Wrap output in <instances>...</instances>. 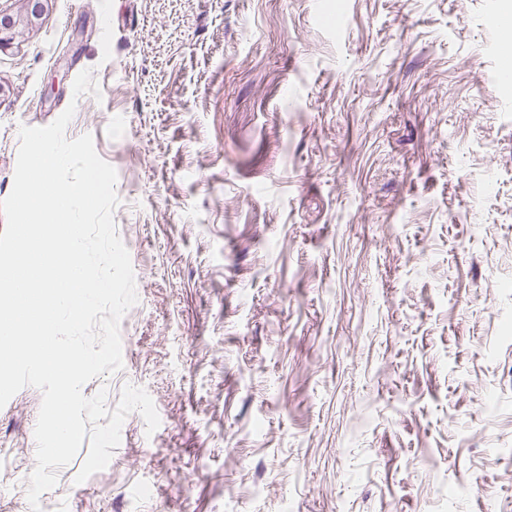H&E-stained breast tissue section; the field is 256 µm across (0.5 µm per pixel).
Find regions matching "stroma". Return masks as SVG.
<instances>
[{
  "mask_svg": "<svg viewBox=\"0 0 512 512\" xmlns=\"http://www.w3.org/2000/svg\"><path fill=\"white\" fill-rule=\"evenodd\" d=\"M512 0H50L0 49V201L67 107L117 172L130 413L41 512H512ZM91 71L99 95L74 96ZM42 402L0 408L35 456Z\"/></svg>",
  "mask_w": 512,
  "mask_h": 512,
  "instance_id": "1",
  "label": "stroma"
}]
</instances>
